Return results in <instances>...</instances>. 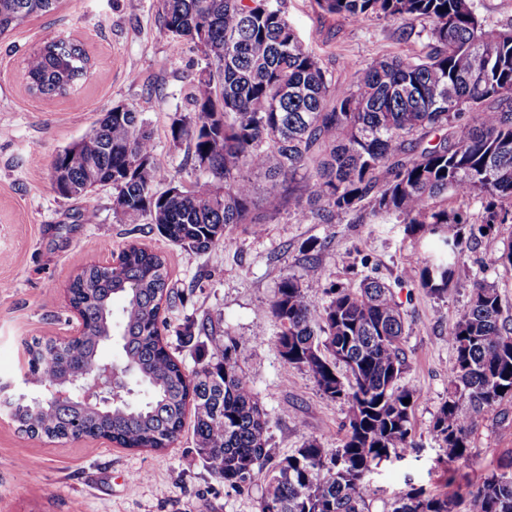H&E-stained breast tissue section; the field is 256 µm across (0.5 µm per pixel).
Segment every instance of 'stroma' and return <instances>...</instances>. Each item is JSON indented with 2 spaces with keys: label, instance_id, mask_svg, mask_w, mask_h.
<instances>
[{
  "label": "stroma",
  "instance_id": "stroma-1",
  "mask_svg": "<svg viewBox=\"0 0 512 512\" xmlns=\"http://www.w3.org/2000/svg\"><path fill=\"white\" fill-rule=\"evenodd\" d=\"M289 24L339 86L352 81L343 68L362 69L382 56L420 53L428 39L400 40L391 21L355 23L325 14L316 0H282ZM163 0H60L54 13L31 16L0 37V383L27 387L25 347L32 338H64L79 324L68 289L80 270L120 254L131 243L160 253L169 270L170 304L163 338L186 369L197 361L179 330L211 321L232 338L238 362L267 410L269 444L291 454L309 438L327 451L341 447L347 407L318 391L309 373L288 367L276 348L277 327L268 313L281 279L301 271L314 246L325 280L357 287L373 273L389 284L405 318V384L421 391L411 423L416 451L382 463L369 479L367 512H392L410 488L434 494L465 493L470 484L512 461V399L480 416L470 435L467 461L448 459L432 433L448 397L453 353L448 330L467 296L438 300L419 284L427 245L403 225L386 224L369 211L333 223L298 222L281 213L262 233L235 227L222 248L198 253L159 236L148 216L114 209L105 186L79 198L60 196L51 179L54 155L80 140L102 113L124 105L149 124L158 157L172 182L191 186L199 177L189 140H173L174 123H186L205 62L191 45L174 48L161 28ZM80 41L92 69L73 96L41 98L26 86L27 58L45 30ZM512 245V223L497 225L463 254L478 280L498 288L512 315V266L500 256ZM261 488L226 491L195 453L192 425L163 452L123 448L106 439L50 441L19 432L0 408V512H257Z\"/></svg>",
  "mask_w": 512,
  "mask_h": 512
}]
</instances>
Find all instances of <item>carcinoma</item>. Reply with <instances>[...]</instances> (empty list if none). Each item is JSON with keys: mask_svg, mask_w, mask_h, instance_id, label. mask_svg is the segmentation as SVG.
<instances>
[{"mask_svg": "<svg viewBox=\"0 0 512 512\" xmlns=\"http://www.w3.org/2000/svg\"><path fill=\"white\" fill-rule=\"evenodd\" d=\"M57 3L0 0V36ZM317 4L356 23L397 22L402 40L414 22L426 21L428 51L375 60L352 84L335 88L279 0H164L162 25L174 47L190 43L206 61L194 87L193 119L172 126L173 139L192 143L203 180L191 191L175 183L153 191L167 171L147 122L116 105L90 132L94 151L73 143L56 154L51 168L64 173L56 191L76 197L110 184L121 214H147L173 244L207 252L223 246L239 224L262 231L246 175L257 170L269 182L262 199L269 218L287 209L302 222L329 224L368 209L430 239L421 288L442 299L449 287L468 285L467 305L448 330V399L432 426L448 457L464 460L473 420L512 399V324L498 288L476 280L462 260L468 241L512 222V26H487L477 0ZM89 65L81 43L46 38L27 60L28 90L66 97ZM474 197L487 200L478 223L448 208L450 200ZM123 254L115 266L90 264L76 275L70 301L83 320L82 336L63 346L33 338L28 380L35 391L91 382L110 337L114 365L143 398L108 410L18 399L11 412L18 429L49 440L102 438L158 451L178 437L190 408L199 460L235 492L261 487L258 512H366L373 470L416 448L411 413L421 393L402 383L405 322L390 286L377 278L356 288L331 284L320 304L306 293L322 285L316 257L281 279L269 306L279 355L307 371L323 396L347 404L348 413L334 453L308 439L278 457L236 344L213 335L206 322L185 327L186 342L207 338L196 346L200 367L185 370L161 334L169 300L165 258L137 244ZM468 496L469 512H512V479L493 472ZM460 501L412 488L393 512H460Z\"/></svg>", "mask_w": 512, "mask_h": 512, "instance_id": "1", "label": "carcinoma"}]
</instances>
